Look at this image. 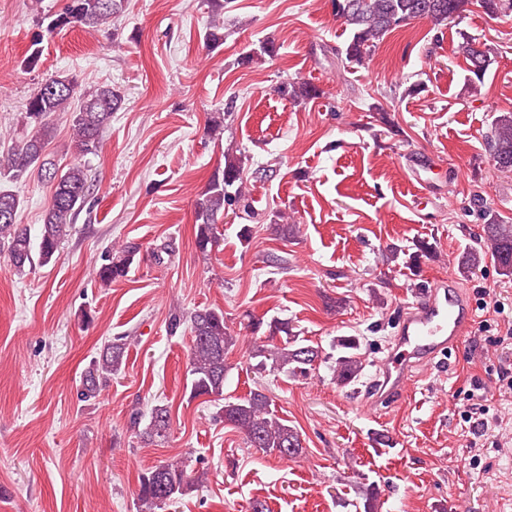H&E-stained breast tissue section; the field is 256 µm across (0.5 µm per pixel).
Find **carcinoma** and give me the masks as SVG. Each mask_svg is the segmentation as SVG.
<instances>
[{"label":"carcinoma","instance_id":"obj_1","mask_svg":"<svg viewBox=\"0 0 512 512\" xmlns=\"http://www.w3.org/2000/svg\"><path fill=\"white\" fill-rule=\"evenodd\" d=\"M125 0H69L63 11L48 23L50 30H63L76 26L98 27L118 18L124 12ZM492 17L512 15V0H478ZM473 0H332L336 18L350 31L345 48V61L360 65L373 49L393 31L416 21L429 20L435 25H446L461 17ZM459 53L468 64V71L481 78L492 63L485 45L469 36H462ZM77 83L68 76L55 75L44 80L26 103L23 119L32 127L27 138L11 152L0 158V178L18 183L33 172L53 185L50 203L41 224L38 247H33L27 228L16 222L21 206L18 194L0 189V200L8 201L11 217L0 219V254H5L16 274L26 268L46 265L52 261L62 242L73 228L74 219L84 206L91 190V176L82 158L95 154L100 148V137L110 122L112 113L120 110L121 93L108 84L97 86L81 97L79 109L72 118V145L75 162L61 170L48 154L46 147L54 133L52 117L58 112H68L76 95ZM283 96L306 98L315 94L307 83L277 87ZM485 149L495 168L512 172V115L497 116L486 133ZM242 158L225 161L224 169L209 181L196 202L195 243L203 254L218 243L216 222L226 211L253 215L251 199L246 190L248 181ZM260 179L273 176L275 170L258 167L251 171ZM474 204L481 213L484 238L468 248L464 264L476 266L483 255H491L500 275L512 277V224H504L497 214L483 205L480 198ZM139 253L138 246L123 243L113 246L97 272L101 284L108 286L130 272ZM190 324L191 344L188 355L190 395L193 398L209 397L223 402L220 408L224 424L241 430L247 444L282 459L295 458L303 446L298 432L284 423V419L271 408V400L262 390L249 391L244 397H226L230 366L226 354L236 344L224 321V311L203 308L184 314L172 315L171 328L181 323ZM269 327L285 334L279 347L268 351L257 346L254 356H269L271 370L284 372L292 377H305L319 362L329 365L336 383L349 385L358 381L365 368L361 354V338L355 335L336 336L331 341V352L306 345L292 333L289 324L274 320ZM126 340L117 336L104 345L99 357L91 360L83 374L80 396L89 399L105 389L112 375L122 366ZM170 426V412L166 405L156 404L150 409L149 422L142 431L146 440L162 441ZM195 488L194 479L187 473L182 461L171 458L155 466L139 479L137 498L140 512H169L177 499Z\"/></svg>","mask_w":512,"mask_h":512}]
</instances>
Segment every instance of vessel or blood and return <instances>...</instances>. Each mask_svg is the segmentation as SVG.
I'll list each match as a JSON object with an SVG mask.
<instances>
[{
    "label": "vessel or blood",
    "mask_w": 512,
    "mask_h": 512,
    "mask_svg": "<svg viewBox=\"0 0 512 512\" xmlns=\"http://www.w3.org/2000/svg\"><path fill=\"white\" fill-rule=\"evenodd\" d=\"M405 165L419 184H427L433 158L419 151ZM473 308L455 278L438 279L402 318L394 345L384 360L378 397L405 395L416 366L458 349L473 328Z\"/></svg>",
    "instance_id": "1"
}]
</instances>
